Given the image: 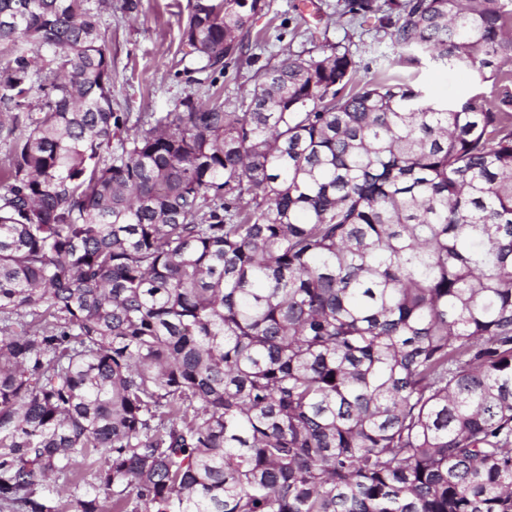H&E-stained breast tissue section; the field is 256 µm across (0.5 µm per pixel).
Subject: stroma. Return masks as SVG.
Wrapping results in <instances>:
<instances>
[{"label": "stroma", "mask_w": 512, "mask_h": 512, "mask_svg": "<svg viewBox=\"0 0 512 512\" xmlns=\"http://www.w3.org/2000/svg\"><path fill=\"white\" fill-rule=\"evenodd\" d=\"M123 0H112L101 26L112 51L113 108L118 112L174 111L194 86L182 72L181 26L189 0H140L138 13L125 14ZM267 0L256 16L250 45L251 61L230 62L218 80L224 104L237 107L254 83L258 68L276 65L284 52L319 54L330 45L346 47L357 64V82L373 78L409 77L433 99L452 101L478 91L500 92L477 73H449L432 62L414 65L391 42L385 12L365 17L345 11V0Z\"/></svg>", "instance_id": "1"}]
</instances>
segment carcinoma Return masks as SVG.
Here are the masks:
<instances>
[{"label":"carcinoma","instance_id":"cac0c4a2","mask_svg":"<svg viewBox=\"0 0 512 512\" xmlns=\"http://www.w3.org/2000/svg\"><path fill=\"white\" fill-rule=\"evenodd\" d=\"M109 0H0V512H512V0L112 111ZM266 0H192L216 86ZM357 15L377 0H347Z\"/></svg>","mask_w":512,"mask_h":512}]
</instances>
